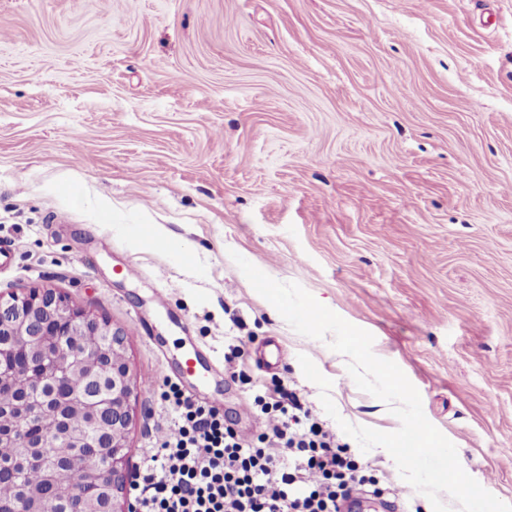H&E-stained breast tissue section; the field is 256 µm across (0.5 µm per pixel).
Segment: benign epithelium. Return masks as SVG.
Returning a JSON list of instances; mask_svg holds the SVG:
<instances>
[{
    "instance_id": "benign-epithelium-1",
    "label": "benign epithelium",
    "mask_w": 512,
    "mask_h": 512,
    "mask_svg": "<svg viewBox=\"0 0 512 512\" xmlns=\"http://www.w3.org/2000/svg\"><path fill=\"white\" fill-rule=\"evenodd\" d=\"M0 331L18 337L17 346L22 352L20 369L32 372V379L39 386L44 378L57 376L52 360L63 351L75 355L78 366L86 369V376L96 380L111 351L126 349L128 342L126 330L112 327L64 295L44 288H33L6 300L0 298ZM79 336H102L104 340L93 350L91 358L84 359L78 352ZM137 389L138 382L128 361L112 363V393L81 399L92 422L105 428L108 446L68 431L59 434V446L72 449V453L105 458L101 471L92 478L102 492L99 504L91 508L88 498L77 494L68 512H134L125 497V488L127 436L132 422V398Z\"/></svg>"
}]
</instances>
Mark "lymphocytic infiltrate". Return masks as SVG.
I'll return each mask as SVG.
<instances>
[{"label":"lymphocytic infiltrate","instance_id":"obj_1","mask_svg":"<svg viewBox=\"0 0 512 512\" xmlns=\"http://www.w3.org/2000/svg\"><path fill=\"white\" fill-rule=\"evenodd\" d=\"M160 399L173 419L134 487L137 512H340L365 468L295 393L257 397L249 438L177 385Z\"/></svg>","mask_w":512,"mask_h":512}]
</instances>
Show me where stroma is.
Listing matches in <instances>:
<instances>
[{"instance_id":"35a3bbf8","label":"stroma","mask_w":512,"mask_h":512,"mask_svg":"<svg viewBox=\"0 0 512 512\" xmlns=\"http://www.w3.org/2000/svg\"><path fill=\"white\" fill-rule=\"evenodd\" d=\"M237 254L370 332L512 505V0H0V295L127 329L150 380L128 483L168 383L246 436L275 385L323 415L302 354L329 428L400 426ZM190 353L207 377L181 375ZM342 441L372 464L362 512H433L384 448Z\"/></svg>"}]
</instances>
